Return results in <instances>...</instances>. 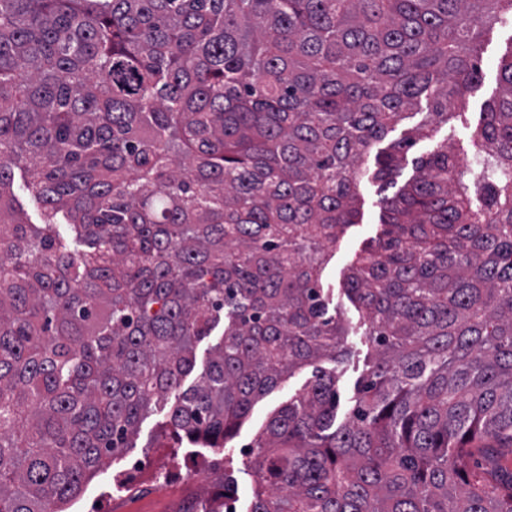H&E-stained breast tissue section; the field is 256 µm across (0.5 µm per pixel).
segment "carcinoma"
I'll list each match as a JSON object with an SVG mask.
<instances>
[{
  "label": "carcinoma",
  "instance_id": "cac0c4a2",
  "mask_svg": "<svg viewBox=\"0 0 512 512\" xmlns=\"http://www.w3.org/2000/svg\"><path fill=\"white\" fill-rule=\"evenodd\" d=\"M512 0H0V512H48L160 430L250 455V512H512V42L471 134L381 198L344 292L374 361L336 425L350 330L320 274L481 76ZM20 170L40 208L31 223ZM70 226L69 233L60 225ZM223 328L194 385L196 349ZM13 192L16 198L24 205L28 218L32 223L40 222V209L33 200L19 170H15Z\"/></svg>",
  "mask_w": 512,
  "mask_h": 512
}]
</instances>
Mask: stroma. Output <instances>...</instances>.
<instances>
[{"instance_id":"35a3bbf8","label":"stroma","mask_w":512,"mask_h":512,"mask_svg":"<svg viewBox=\"0 0 512 512\" xmlns=\"http://www.w3.org/2000/svg\"><path fill=\"white\" fill-rule=\"evenodd\" d=\"M512 40V25H503L486 44L482 53L481 82L468 92L460 106L461 117L438 125L432 138L417 142L411 159L403 163L395 177L396 186L405 185L413 176L412 160L445 144L457 147L465 144L480 120L487 101L500 93L496 66ZM372 155L366 156L359 184V207L362 218L343 234L336 250L321 274V285L333 294L337 314L351 323H358V313L347 300L343 288L349 266L361 253L365 243L380 232L381 186L371 178L375 152L382 144L374 143ZM348 355L336 367V389L339 405L337 423L348 420L357 395L358 384L368 368L373 352L367 339L361 335L348 337ZM312 380L311 368L304 367L277 387L259 397L236 437L231 441L233 472L238 504L246 512L253 492V477L247 466L248 451L279 407L293 396L307 389ZM170 402L153 406L142 419L134 447L117 456L112 466L95 474L84 486L69 512H183L188 504H195L200 512L224 492V456L208 452L193 455L184 448H163L157 441L161 423L170 411Z\"/></svg>"}]
</instances>
